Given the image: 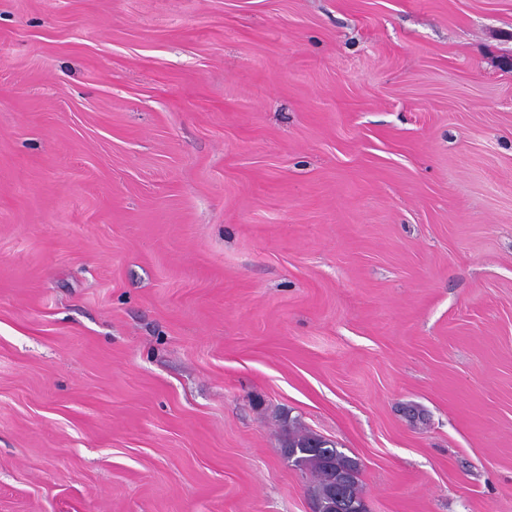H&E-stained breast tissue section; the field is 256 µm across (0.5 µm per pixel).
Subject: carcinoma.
<instances>
[{
  "instance_id": "obj_1",
  "label": "carcinoma",
  "mask_w": 512,
  "mask_h": 512,
  "mask_svg": "<svg viewBox=\"0 0 512 512\" xmlns=\"http://www.w3.org/2000/svg\"><path fill=\"white\" fill-rule=\"evenodd\" d=\"M284 447L295 454L292 466L315 479L314 500L324 504V512H334L329 504L338 495L350 501L361 498L358 465L333 441L294 429L286 435Z\"/></svg>"
}]
</instances>
